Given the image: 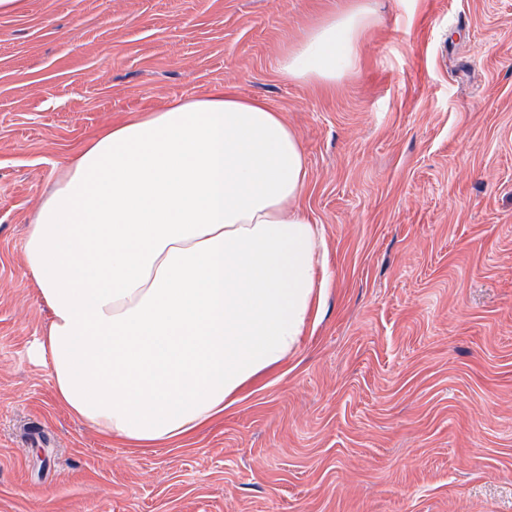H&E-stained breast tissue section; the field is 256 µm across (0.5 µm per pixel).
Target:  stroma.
<instances>
[{
  "instance_id": "1",
  "label": "stroma",
  "mask_w": 512,
  "mask_h": 512,
  "mask_svg": "<svg viewBox=\"0 0 512 512\" xmlns=\"http://www.w3.org/2000/svg\"><path fill=\"white\" fill-rule=\"evenodd\" d=\"M332 86L279 60L348 0H26L0 14V512H512V0H370ZM221 88L298 137L322 316L178 444L107 443L28 356L27 225L102 129Z\"/></svg>"
}]
</instances>
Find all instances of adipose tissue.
I'll return each mask as SVG.
<instances>
[{
    "mask_svg": "<svg viewBox=\"0 0 512 512\" xmlns=\"http://www.w3.org/2000/svg\"><path fill=\"white\" fill-rule=\"evenodd\" d=\"M372 21L352 0L284 53L281 74L336 84ZM306 179L282 115L219 90L87 140L23 244L51 317L29 357L58 405L105 441L170 446L293 355L328 281L321 228L299 205Z\"/></svg>",
    "mask_w": 512,
    "mask_h": 512,
    "instance_id": "obj_1",
    "label": "adipose tissue"
}]
</instances>
